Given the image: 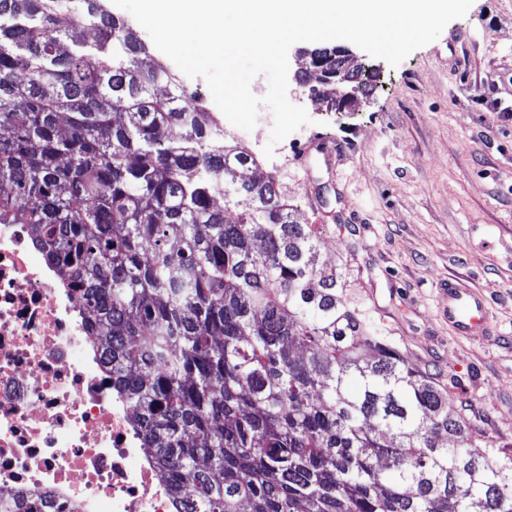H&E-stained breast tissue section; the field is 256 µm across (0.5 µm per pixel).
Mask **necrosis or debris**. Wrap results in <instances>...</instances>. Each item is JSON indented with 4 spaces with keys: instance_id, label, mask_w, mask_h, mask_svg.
<instances>
[{
    "instance_id": "obj_1",
    "label": "necrosis or debris",
    "mask_w": 512,
    "mask_h": 512,
    "mask_svg": "<svg viewBox=\"0 0 512 512\" xmlns=\"http://www.w3.org/2000/svg\"><path fill=\"white\" fill-rule=\"evenodd\" d=\"M81 308L30 225L0 224V504L23 494L54 512H176Z\"/></svg>"
}]
</instances>
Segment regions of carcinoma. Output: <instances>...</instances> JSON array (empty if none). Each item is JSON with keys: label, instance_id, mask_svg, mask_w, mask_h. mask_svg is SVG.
Here are the masks:
<instances>
[{"label": "carcinoma", "instance_id": "cac0c4a2", "mask_svg": "<svg viewBox=\"0 0 512 512\" xmlns=\"http://www.w3.org/2000/svg\"><path fill=\"white\" fill-rule=\"evenodd\" d=\"M1 18L0 224L30 225L82 290L183 512H512V460L354 305L254 154L143 69L136 31L100 0H0ZM305 55L371 91L336 49Z\"/></svg>", "mask_w": 512, "mask_h": 512}]
</instances>
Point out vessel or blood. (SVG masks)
Here are the masks:
<instances>
[{"label":"vessel or blood","instance_id":"b4317fda","mask_svg":"<svg viewBox=\"0 0 512 512\" xmlns=\"http://www.w3.org/2000/svg\"><path fill=\"white\" fill-rule=\"evenodd\" d=\"M445 312L454 335L482 338L488 335L487 296L470 282L452 276L445 288Z\"/></svg>","mask_w":512,"mask_h":512}]
</instances>
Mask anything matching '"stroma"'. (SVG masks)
Segmentation results:
<instances>
[{
	"label": "stroma",
	"instance_id": "stroma-1",
	"mask_svg": "<svg viewBox=\"0 0 512 512\" xmlns=\"http://www.w3.org/2000/svg\"><path fill=\"white\" fill-rule=\"evenodd\" d=\"M374 63L376 87L354 111H329L292 81L287 97L309 125L271 143L263 107L253 130L225 129L278 179L313 225L321 260L346 270L352 296L447 392L496 463L512 457V119L502 114L512 107V0H473L398 66ZM452 275L488 295L489 336L450 333L439 298Z\"/></svg>",
	"mask_w": 512,
	"mask_h": 512
}]
</instances>
